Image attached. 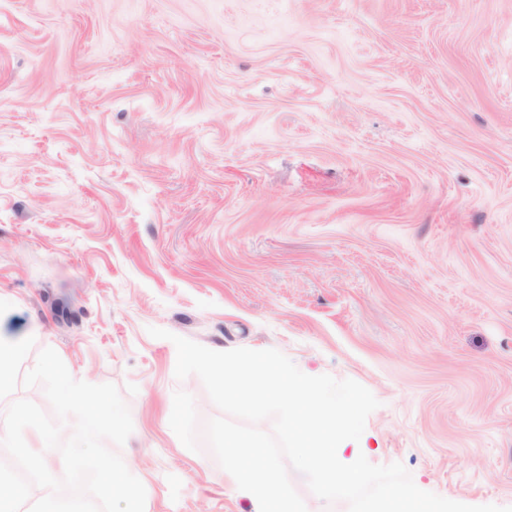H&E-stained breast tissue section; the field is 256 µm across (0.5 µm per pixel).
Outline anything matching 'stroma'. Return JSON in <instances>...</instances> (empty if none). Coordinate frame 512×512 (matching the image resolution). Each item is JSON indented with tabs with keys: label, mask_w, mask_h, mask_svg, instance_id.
Returning <instances> with one entry per match:
<instances>
[{
	"label": "stroma",
	"mask_w": 512,
	"mask_h": 512,
	"mask_svg": "<svg viewBox=\"0 0 512 512\" xmlns=\"http://www.w3.org/2000/svg\"><path fill=\"white\" fill-rule=\"evenodd\" d=\"M0 337L118 387L145 512H255L156 327L379 406L422 490L512 506V0H0Z\"/></svg>",
	"instance_id": "35a3bbf8"
}]
</instances>
